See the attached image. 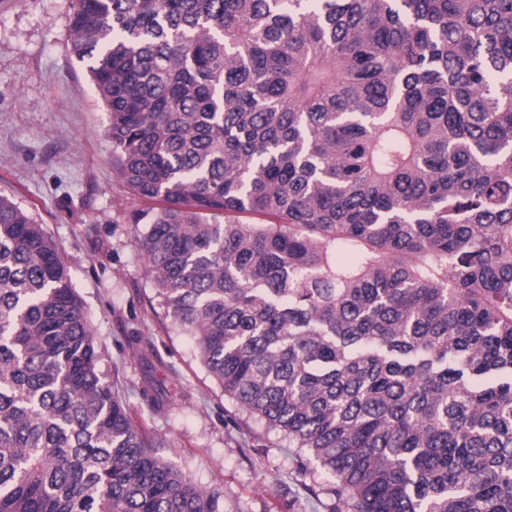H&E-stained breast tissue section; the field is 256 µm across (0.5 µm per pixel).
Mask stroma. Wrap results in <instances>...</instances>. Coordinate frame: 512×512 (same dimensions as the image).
I'll return each instance as SVG.
<instances>
[{"label": "stroma", "instance_id": "1", "mask_svg": "<svg viewBox=\"0 0 512 512\" xmlns=\"http://www.w3.org/2000/svg\"><path fill=\"white\" fill-rule=\"evenodd\" d=\"M72 0H0V195L59 245L135 422L159 456L224 497V512H325L300 452L238 412L171 322L144 270L110 115L70 52Z\"/></svg>", "mask_w": 512, "mask_h": 512}]
</instances>
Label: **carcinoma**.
I'll list each match as a JSON object with an SVG mask.
<instances>
[{
	"mask_svg": "<svg viewBox=\"0 0 512 512\" xmlns=\"http://www.w3.org/2000/svg\"><path fill=\"white\" fill-rule=\"evenodd\" d=\"M69 24L157 297L313 497L512 512V0H72ZM102 359L0 195V512H224Z\"/></svg>",
	"mask_w": 512,
	"mask_h": 512,
	"instance_id": "1",
	"label": "carcinoma"
}]
</instances>
